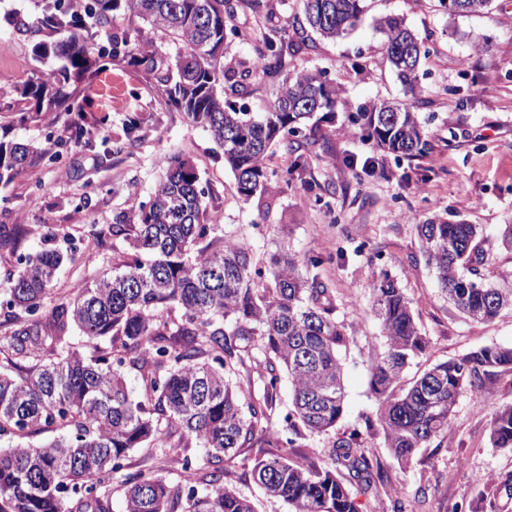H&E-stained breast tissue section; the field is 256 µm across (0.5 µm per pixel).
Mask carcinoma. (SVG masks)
<instances>
[{
    "label": "carcinoma",
    "instance_id": "obj_1",
    "mask_svg": "<svg viewBox=\"0 0 512 512\" xmlns=\"http://www.w3.org/2000/svg\"><path fill=\"white\" fill-rule=\"evenodd\" d=\"M38 25L15 22V32L35 40L34 55L61 64L35 80H0V112H80L82 81L102 59L150 76L161 100L206 128L224 149L237 192L262 196L266 159L279 143L289 153L326 142L320 123L334 117L341 89L322 72L292 70L289 62L317 49L314 36L350 34L366 0H299L305 24L280 21L273 0H247L262 19L257 59L225 60L228 37L251 42L235 24L232 0H37ZM449 15L484 12L489 0H438ZM122 13L143 20L148 35L113 26ZM388 60L413 94L424 40L404 21L376 20ZM112 31L110 48L88 43L90 29ZM175 47L174 59L168 48ZM278 83L261 112L245 99L250 79ZM348 121L381 151L396 158L431 150L418 113L406 104L368 102ZM74 128L70 140L80 141ZM68 140V141H70ZM55 151L0 137V184L25 168L55 162ZM146 201L133 199L116 217L112 240L123 260L92 283L42 300L64 255L44 249L20 260L0 287V312L12 326L0 336V512H112V488H124L122 512H255L229 483L241 448H263L251 474L266 494L291 512H359L353 485L377 487L363 432L336 435L322 467L293 458L295 439L335 431L344 411L341 353L352 327L336 315L328 288L303 276L321 256L301 261L276 251L254 262L253 240L224 236V247L202 245L211 230L209 189L193 163L171 156ZM422 251L441 292L464 318L490 321L512 308V288L486 281L484 252L475 224L417 225ZM371 309L385 339L370 380L379 401L378 424L386 447L401 465L448 430L459 397L487 390L497 373L512 369V345H490L433 365L403 387L405 369L425 354L430 340L417 323L412 301L385 275L372 288ZM79 330L84 347L76 346ZM136 371L140 396L129 392L123 369ZM291 388L284 417L291 436L273 427L282 375ZM54 432L33 447L24 439ZM495 448H512V404L495 408L490 422ZM199 448L206 465L172 484L159 475L126 471L136 448L165 457Z\"/></svg>",
    "mask_w": 512,
    "mask_h": 512
}]
</instances>
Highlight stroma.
<instances>
[{"mask_svg": "<svg viewBox=\"0 0 512 512\" xmlns=\"http://www.w3.org/2000/svg\"><path fill=\"white\" fill-rule=\"evenodd\" d=\"M37 23L33 0H0V72L25 80L43 71L32 40L16 34L11 20ZM383 16H399L429 50L419 70L420 102H413L386 59L376 29ZM293 68L326 72L342 89L332 122L323 124L327 146L305 149L295 159L274 146L267 159V192L249 200L209 132L185 113L159 101L151 79L139 69L104 64L87 75L89 99L82 111L49 113L18 121L0 113L10 139L47 148L81 127L84 136L60 162H43L0 186V280L20 256L44 247L73 253L44 298L51 306L75 284L100 278L112 268V226L132 198L148 199L160 176L159 162L190 157L211 190L212 246L235 232L265 252L288 247L297 256L327 262L316 274L331 288L337 313L353 327L342 354L345 410L338 431L365 428L379 402L370 389L372 364L383 349L382 328L370 308L371 293L389 274L414 303L430 339L425 355L405 371L412 381L433 364L492 345L512 344V310L491 322L465 320L439 292L422 253L416 227L430 222L478 225L485 276L512 283V250L499 234L512 224V0H493L486 14L451 16L438 0H369L350 34L322 40L315 53ZM415 103L431 143L427 156L395 158L361 136L347 120L368 101ZM133 131H126V124ZM129 136L124 154L110 153L115 137ZM512 402V371L500 373L485 393L463 395L448 430L421 449L409 466L394 459L380 429L368 446L383 486L358 495L360 512H456L478 491L497 488L491 512H512V449L492 447L490 412L483 402ZM256 449H241L230 477L256 512H288L253 481Z\"/></svg>", "mask_w": 512, "mask_h": 512, "instance_id": "35a3bbf8", "label": "stroma"}]
</instances>
